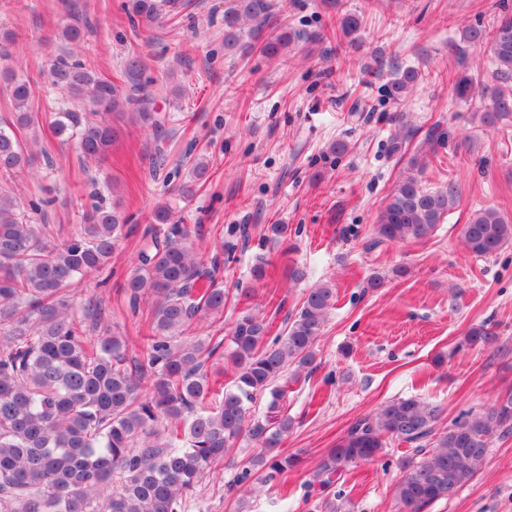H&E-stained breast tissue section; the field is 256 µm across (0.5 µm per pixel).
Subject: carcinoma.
<instances>
[{"label":"carcinoma","instance_id":"carcinoma-1","mask_svg":"<svg viewBox=\"0 0 512 512\" xmlns=\"http://www.w3.org/2000/svg\"><path fill=\"white\" fill-rule=\"evenodd\" d=\"M130 19L147 24L162 19L160 0H128ZM273 0H229L224 9V51L240 47L245 25L261 52L276 58L294 40L286 28L271 26ZM346 35L357 33L362 16L338 19ZM86 22L66 24L60 39L78 45ZM465 38L491 44L497 84L489 88L491 109L480 123L512 126V13L498 19L491 32L470 27ZM144 59L131 55L123 77L134 93L124 94L83 58L65 52L49 69L50 90L68 95L69 107L40 118L32 107L29 81L13 70H0L11 105L0 118V176L35 164L30 144L48 121L63 140L75 138L86 158L104 159L116 138L105 116L126 115L159 132L153 95L147 89ZM420 78L414 68L396 70L392 95L404 96ZM90 107L81 117L74 109ZM205 159L195 161L190 179L178 187L192 198L208 178ZM459 185L450 181L430 189L416 174L404 176L378 215L380 242L403 243L434 235L455 206ZM47 201L22 206L0 185V512H183L205 473L224 460L242 436L260 452L241 465L232 493L255 489L277 476L305 466L304 454L287 453L281 443L294 428L288 415V387L277 381L291 372L299 384L317 369L315 344L336 292L329 283L310 289L283 334L270 336L259 314L243 311L233 322L227 345L188 339L194 321L224 310V289L204 270L198 257L201 226L174 219L167 204L152 212L153 229L137 255L125 285L128 303L151 301L150 337L141 357L129 355L123 336L86 335L83 317L66 300L67 288L104 268L122 238L127 218L117 209L93 203L82 214L79 231L55 243L36 223ZM465 249L475 257L491 256L512 244V218L495 208L475 211L461 227ZM498 336L487 324L472 327L464 343L487 348ZM224 349L234 367L231 387L209 406L212 382L206 360ZM151 381L143 393L145 381ZM269 394L268 410L250 415L256 396ZM440 406L418 397L396 398L355 421L346 435L324 454L313 471L323 490L341 478L352 463L372 461L386 440L414 446L393 498L399 512H421L450 499L479 473L492 438L512 432V389L490 406L458 415L439 430ZM122 475L112 488V474Z\"/></svg>","mask_w":512,"mask_h":512}]
</instances>
